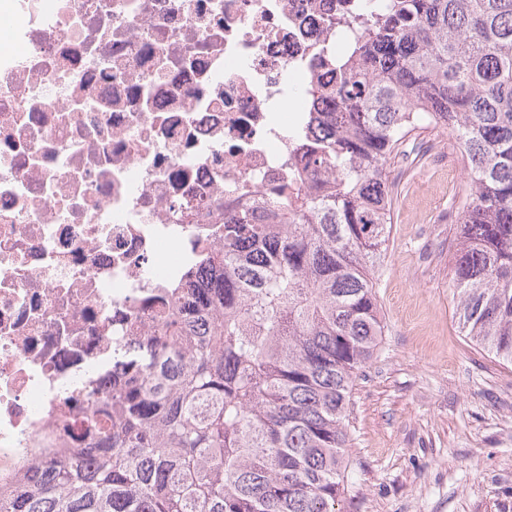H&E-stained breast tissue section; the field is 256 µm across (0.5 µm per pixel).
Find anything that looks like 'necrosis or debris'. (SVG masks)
<instances>
[{
    "label": "necrosis or debris",
    "instance_id": "4bbe7bcc",
    "mask_svg": "<svg viewBox=\"0 0 512 512\" xmlns=\"http://www.w3.org/2000/svg\"><path fill=\"white\" fill-rule=\"evenodd\" d=\"M358 0H0V498L91 448L83 416L151 346L153 299L205 276L224 203L288 179L295 77Z\"/></svg>",
    "mask_w": 512,
    "mask_h": 512
}]
</instances>
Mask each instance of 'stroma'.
<instances>
[{
  "label": "stroma",
  "mask_w": 512,
  "mask_h": 512,
  "mask_svg": "<svg viewBox=\"0 0 512 512\" xmlns=\"http://www.w3.org/2000/svg\"><path fill=\"white\" fill-rule=\"evenodd\" d=\"M380 269V350L353 392V482L336 512H512V365L455 317L448 201L465 190L458 146L395 162Z\"/></svg>",
  "instance_id": "obj_1"
}]
</instances>
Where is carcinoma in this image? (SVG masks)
I'll return each instance as SVG.
<instances>
[{"label": "carcinoma", "instance_id": "obj_1", "mask_svg": "<svg viewBox=\"0 0 512 512\" xmlns=\"http://www.w3.org/2000/svg\"><path fill=\"white\" fill-rule=\"evenodd\" d=\"M336 25L334 110L300 137V171L225 216L177 314L158 296L164 353L86 413L97 448L57 456L0 512H335L353 387L382 343L390 163L423 129L448 130L467 172L461 331L512 365V0H364Z\"/></svg>", "mask_w": 512, "mask_h": 512}]
</instances>
